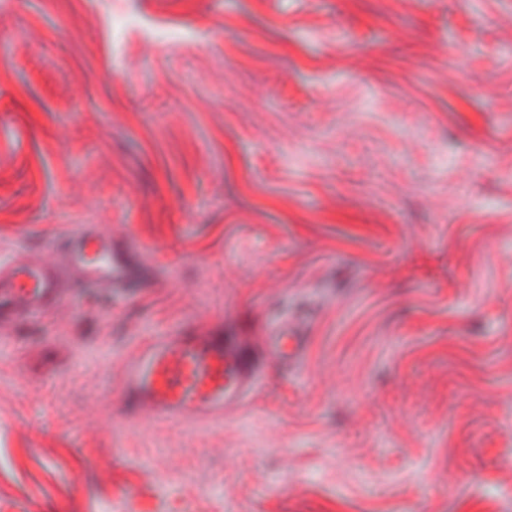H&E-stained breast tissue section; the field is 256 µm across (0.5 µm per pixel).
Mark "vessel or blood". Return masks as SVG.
<instances>
[{
	"label": "vessel or blood",
	"mask_w": 512,
	"mask_h": 512,
	"mask_svg": "<svg viewBox=\"0 0 512 512\" xmlns=\"http://www.w3.org/2000/svg\"><path fill=\"white\" fill-rule=\"evenodd\" d=\"M146 268L143 255L98 225L67 236L59 261L17 255L0 260V325L63 303L68 282L88 288L133 287ZM254 349L241 339L181 324L150 337L130 365L123 405L130 415L161 422L220 417L252 389Z\"/></svg>",
	"instance_id": "1"
}]
</instances>
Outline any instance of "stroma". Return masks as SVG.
Returning <instances> with one entry per match:
<instances>
[{"mask_svg": "<svg viewBox=\"0 0 512 512\" xmlns=\"http://www.w3.org/2000/svg\"><path fill=\"white\" fill-rule=\"evenodd\" d=\"M84 224L151 273L0 329V512H512V0H0V253ZM184 322L300 348L126 414Z\"/></svg>", "mask_w": 512, "mask_h": 512, "instance_id": "1", "label": "stroma"}]
</instances>
